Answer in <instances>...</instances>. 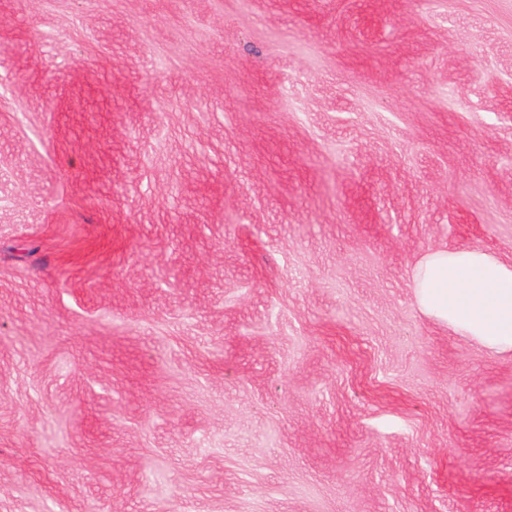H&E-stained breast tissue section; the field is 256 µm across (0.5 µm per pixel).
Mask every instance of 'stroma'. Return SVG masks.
<instances>
[{
  "mask_svg": "<svg viewBox=\"0 0 512 512\" xmlns=\"http://www.w3.org/2000/svg\"><path fill=\"white\" fill-rule=\"evenodd\" d=\"M512 0H0V512H512ZM419 309L497 352H512V265L474 246L433 251L414 274Z\"/></svg>",
  "mask_w": 512,
  "mask_h": 512,
  "instance_id": "1",
  "label": "stroma"
}]
</instances>
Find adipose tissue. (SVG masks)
I'll use <instances>...</instances> for the list:
<instances>
[{
    "label": "adipose tissue",
    "mask_w": 512,
    "mask_h": 512,
    "mask_svg": "<svg viewBox=\"0 0 512 512\" xmlns=\"http://www.w3.org/2000/svg\"><path fill=\"white\" fill-rule=\"evenodd\" d=\"M419 309L498 353L512 352V265L474 246L433 251L414 274Z\"/></svg>",
    "instance_id": "obj_1"
}]
</instances>
